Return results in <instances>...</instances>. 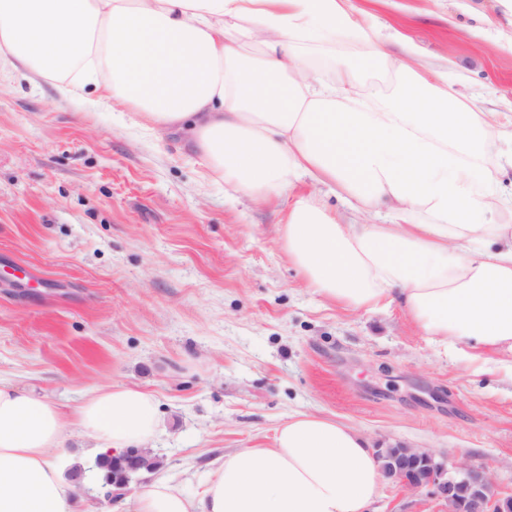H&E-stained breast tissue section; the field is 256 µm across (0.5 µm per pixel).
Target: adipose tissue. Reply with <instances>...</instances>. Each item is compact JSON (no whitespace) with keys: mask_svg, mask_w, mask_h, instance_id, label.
<instances>
[{"mask_svg":"<svg viewBox=\"0 0 512 512\" xmlns=\"http://www.w3.org/2000/svg\"><path fill=\"white\" fill-rule=\"evenodd\" d=\"M342 37L364 53L316 64L294 49ZM1 61L61 96L102 89L156 127L189 131L225 182L262 201L292 195L284 245L310 288L353 309L398 303L457 359L503 354L512 378V224L498 220L486 163L494 115L467 105L447 71L394 58L349 0H0ZM376 72L388 83L368 85ZM319 187L390 221L337 223ZM75 418L106 456L160 426L154 398L128 386L93 389ZM66 442L54 402L0 379V512H79L54 461ZM381 482L358 431L299 412L272 447L227 455L200 497L163 476L130 497L134 512H367Z\"/></svg>","mask_w":512,"mask_h":512,"instance_id":"ef3b65f1","label":"adipose tissue"}]
</instances>
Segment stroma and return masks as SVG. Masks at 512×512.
<instances>
[{"instance_id":"obj_1","label":"stroma","mask_w":512,"mask_h":512,"mask_svg":"<svg viewBox=\"0 0 512 512\" xmlns=\"http://www.w3.org/2000/svg\"><path fill=\"white\" fill-rule=\"evenodd\" d=\"M394 55L448 70L497 115L488 159L512 195V23L499 0H350ZM266 204L214 175L182 133L104 93L61 98L0 67V377L62 408L112 385L151 393L149 441L200 495L226 454L267 448L314 413L370 447L402 443L489 465L512 489V380L473 372L398 307L348 310L289 261ZM383 482L369 512H442Z\"/></svg>"}]
</instances>
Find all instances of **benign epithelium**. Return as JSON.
Masks as SVG:
<instances>
[{
  "label": "benign epithelium",
  "instance_id": "7a95c632",
  "mask_svg": "<svg viewBox=\"0 0 512 512\" xmlns=\"http://www.w3.org/2000/svg\"><path fill=\"white\" fill-rule=\"evenodd\" d=\"M127 456L136 462L135 474L152 473L160 466L147 448H132ZM384 477L403 489L433 490L446 512H512V489L500 487L484 464L450 462L434 453L403 444L375 449ZM131 476L118 470L112 475V492H97L96 500L109 505L128 489Z\"/></svg>",
  "mask_w": 512,
  "mask_h": 512
}]
</instances>
